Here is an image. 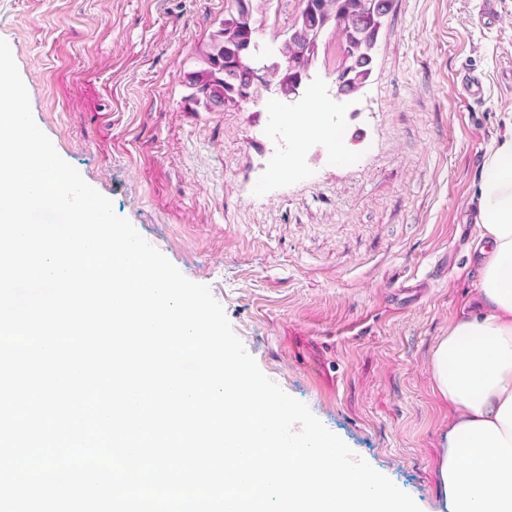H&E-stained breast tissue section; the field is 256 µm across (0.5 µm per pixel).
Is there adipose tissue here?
<instances>
[{"label":"adipose tissue","mask_w":512,"mask_h":512,"mask_svg":"<svg viewBox=\"0 0 512 512\" xmlns=\"http://www.w3.org/2000/svg\"><path fill=\"white\" fill-rule=\"evenodd\" d=\"M299 142L330 141V112L312 99L289 117ZM481 301L442 337L432 357L436 390L460 409L439 466L447 512H512V128L488 152L477 197Z\"/></svg>","instance_id":"adipose-tissue-1"}]
</instances>
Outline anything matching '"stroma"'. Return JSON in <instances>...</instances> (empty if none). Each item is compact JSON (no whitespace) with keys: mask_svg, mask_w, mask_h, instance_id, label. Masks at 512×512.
<instances>
[{"mask_svg":"<svg viewBox=\"0 0 512 512\" xmlns=\"http://www.w3.org/2000/svg\"><path fill=\"white\" fill-rule=\"evenodd\" d=\"M393 0L360 91L336 98L327 41L311 84L333 101L344 160L308 144L274 171L267 102L190 112L183 74L227 0H0L37 125L117 215L209 287L261 371L422 512H447L455 406L432 356L474 311L482 164L512 120V0ZM301 0H257L258 43ZM484 81L467 100L461 66Z\"/></svg>","mask_w":512,"mask_h":512,"instance_id":"obj_1","label":"stroma"}]
</instances>
